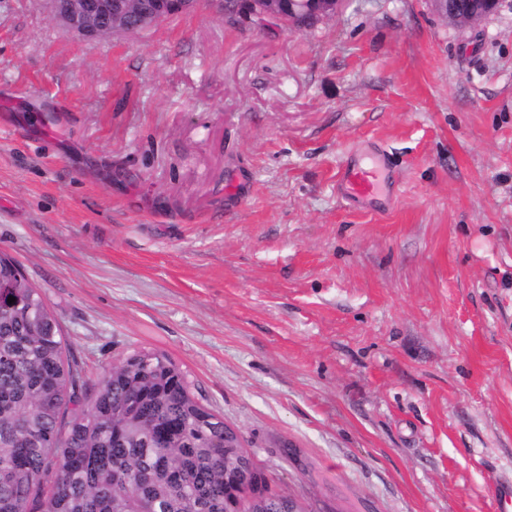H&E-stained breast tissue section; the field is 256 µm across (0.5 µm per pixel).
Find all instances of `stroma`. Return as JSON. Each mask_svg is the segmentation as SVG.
I'll return each mask as SVG.
<instances>
[{"label":"stroma","mask_w":512,"mask_h":512,"mask_svg":"<svg viewBox=\"0 0 512 512\" xmlns=\"http://www.w3.org/2000/svg\"><path fill=\"white\" fill-rule=\"evenodd\" d=\"M380 144L381 201L339 175ZM0 251L90 386L166 354L313 512H498L512 481V0H221L86 41L0 0ZM470 9L467 10V0H453L452 5L459 12L463 13L466 11V16L473 21L486 17L496 9L499 0H470Z\"/></svg>","instance_id":"obj_1"}]
</instances>
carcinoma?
<instances>
[{"label": "carcinoma", "instance_id": "1", "mask_svg": "<svg viewBox=\"0 0 512 512\" xmlns=\"http://www.w3.org/2000/svg\"><path fill=\"white\" fill-rule=\"evenodd\" d=\"M142 355L89 389L40 290L0 253V512L235 509L224 419L165 354L131 369Z\"/></svg>", "mask_w": 512, "mask_h": 512}]
</instances>
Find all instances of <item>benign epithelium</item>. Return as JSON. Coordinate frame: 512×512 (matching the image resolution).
Listing matches in <instances>:
<instances>
[{"instance_id":"1","label":"benign epithelium","mask_w":512,"mask_h":512,"mask_svg":"<svg viewBox=\"0 0 512 512\" xmlns=\"http://www.w3.org/2000/svg\"><path fill=\"white\" fill-rule=\"evenodd\" d=\"M196 0H51V12L68 34L85 40H96L115 33H140L154 27L172 14L192 10ZM499 0H471L466 16L470 20L486 17L496 9ZM243 12L261 21L279 17L280 0H265L259 9L255 0H241ZM239 456L234 474L246 478L248 493L239 500L241 512H264L266 477L255 470L243 451L240 434L224 426V457Z\"/></svg>"}]
</instances>
